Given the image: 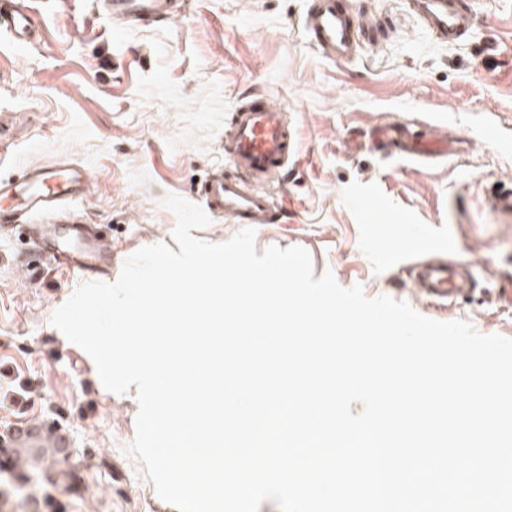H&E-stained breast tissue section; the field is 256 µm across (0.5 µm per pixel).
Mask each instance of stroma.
Wrapping results in <instances>:
<instances>
[{
	"label": "stroma",
	"instance_id": "35a3bbf8",
	"mask_svg": "<svg viewBox=\"0 0 512 512\" xmlns=\"http://www.w3.org/2000/svg\"><path fill=\"white\" fill-rule=\"evenodd\" d=\"M465 40L436 42L405 0H353L379 25L373 48L334 61L299 23L307 0H184L173 21L113 32L94 0H36L38 41L0 35V176L25 165L86 166L88 198L70 213L99 225L115 250L114 282L141 247L171 242V194L200 204L197 186L224 162L225 119L262 92L290 114L297 155L271 183L285 217L256 228V247H304L315 275L331 272L367 297L403 300L438 321L460 320L512 338V223L484 204L512 191V0H470ZM499 47L485 54L487 44ZM469 143L426 160L368 144L376 125ZM447 243L449 263L474 285L441 306L418 297L421 240ZM24 236L0 237V411L52 417L74 445L46 472L77 474L59 487L64 512H162L141 463L129 404L99 390L82 351L61 344L51 318L84 278L44 265L29 280Z\"/></svg>",
	"mask_w": 512,
	"mask_h": 512
}]
</instances>
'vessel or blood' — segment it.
<instances>
[{
  "instance_id": "vessel-or-blood-1",
  "label": "vessel or blood",
  "mask_w": 512,
  "mask_h": 512,
  "mask_svg": "<svg viewBox=\"0 0 512 512\" xmlns=\"http://www.w3.org/2000/svg\"><path fill=\"white\" fill-rule=\"evenodd\" d=\"M408 11L438 42L454 43L469 36L474 14L468 0H406ZM100 13L113 26L125 23L166 22L176 18L173 0H97ZM309 40L329 59H355L370 27L349 0H309L301 18ZM10 33L16 44H28L38 31L28 0H7L0 8V32ZM224 158L232 174L216 169L199 191L210 215H221L237 224H270L276 217L273 196L268 190L272 177L287 172L293 158V130L284 109L266 94H253L238 106L228 125ZM375 144H385L402 154L424 159L430 142L417 138L406 126L387 123L371 135ZM89 174L77 163L27 165L19 179H0V235H9L30 215L51 216L48 224L34 225L36 247L47 261L79 271L88 278L112 269V249L96 229L74 221L67 207L85 198ZM422 251L433 261L422 264L413 285L418 293L448 298L464 290L450 274L447 263L437 260L441 245L425 243ZM71 447L70 433L62 424L43 417L16 415L0 422V456L11 448Z\"/></svg>"
}]
</instances>
